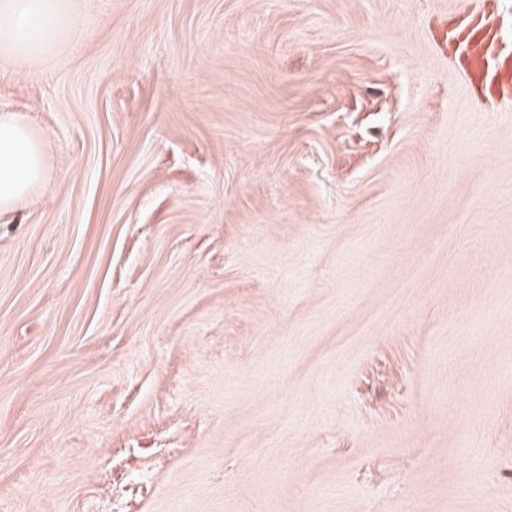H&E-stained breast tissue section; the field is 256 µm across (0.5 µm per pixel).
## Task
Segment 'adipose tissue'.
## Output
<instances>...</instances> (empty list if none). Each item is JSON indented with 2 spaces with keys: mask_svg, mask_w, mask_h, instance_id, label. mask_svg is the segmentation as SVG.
<instances>
[{
  "mask_svg": "<svg viewBox=\"0 0 512 512\" xmlns=\"http://www.w3.org/2000/svg\"><path fill=\"white\" fill-rule=\"evenodd\" d=\"M62 25L58 0H0V56L17 64L36 59ZM45 175L42 140L16 116L0 115V208L15 205Z\"/></svg>",
  "mask_w": 512,
  "mask_h": 512,
  "instance_id": "1",
  "label": "adipose tissue"
}]
</instances>
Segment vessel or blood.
<instances>
[{"instance_id": "b4317fda", "label": "vessel or blood", "mask_w": 512, "mask_h": 512, "mask_svg": "<svg viewBox=\"0 0 512 512\" xmlns=\"http://www.w3.org/2000/svg\"><path fill=\"white\" fill-rule=\"evenodd\" d=\"M441 39L451 44L468 84L481 95L512 94V45L504 43L498 22L471 18L442 32Z\"/></svg>"}]
</instances>
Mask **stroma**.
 I'll use <instances>...</instances> for the list:
<instances>
[{
    "label": "stroma",
    "mask_w": 512,
    "mask_h": 512,
    "mask_svg": "<svg viewBox=\"0 0 512 512\" xmlns=\"http://www.w3.org/2000/svg\"><path fill=\"white\" fill-rule=\"evenodd\" d=\"M498 0H63L0 65V512H512ZM448 41L472 88L483 96L512 100V45L503 42L498 22L481 16L465 20L449 32L446 26L441 34L446 51ZM45 175L43 141L16 116L0 115V208L15 205Z\"/></svg>",
    "instance_id": "35a3bbf8"
}]
</instances>
